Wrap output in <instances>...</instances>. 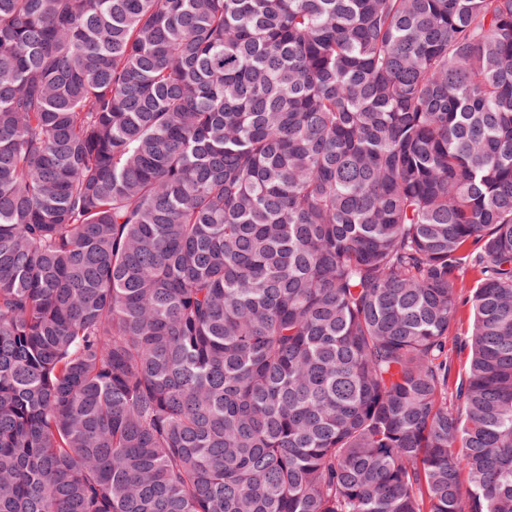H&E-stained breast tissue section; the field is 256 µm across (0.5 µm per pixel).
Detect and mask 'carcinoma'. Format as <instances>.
I'll return each instance as SVG.
<instances>
[{"mask_svg": "<svg viewBox=\"0 0 512 512\" xmlns=\"http://www.w3.org/2000/svg\"><path fill=\"white\" fill-rule=\"evenodd\" d=\"M0 512H512V0H0Z\"/></svg>", "mask_w": 512, "mask_h": 512, "instance_id": "1", "label": "carcinoma"}]
</instances>
